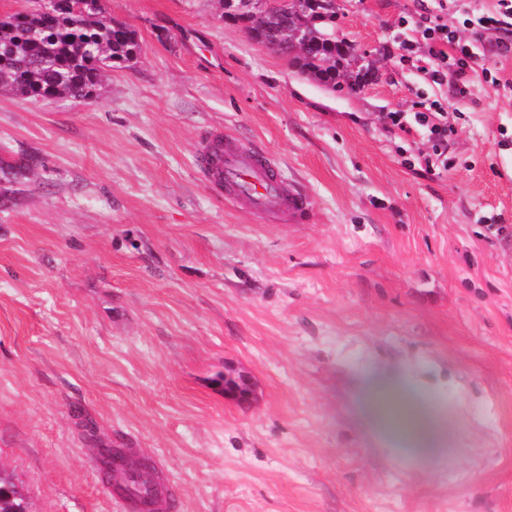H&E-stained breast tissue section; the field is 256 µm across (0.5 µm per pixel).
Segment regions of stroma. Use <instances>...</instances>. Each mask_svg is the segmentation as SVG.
<instances>
[{"label":"stroma","mask_w":512,"mask_h":512,"mask_svg":"<svg viewBox=\"0 0 512 512\" xmlns=\"http://www.w3.org/2000/svg\"><path fill=\"white\" fill-rule=\"evenodd\" d=\"M447 5L336 0L373 69L352 90L221 0H103L140 50L96 101L0 95V160L31 165L0 183V468L31 512H127L103 448L181 487L162 512H512V25L468 27L498 0ZM437 13L478 40L466 94L426 71ZM434 102L440 147L415 120ZM224 131L310 223L225 203L198 162ZM391 383L427 407L425 447L377 430Z\"/></svg>","instance_id":"1"}]
</instances>
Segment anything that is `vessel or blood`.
Masks as SVG:
<instances>
[{
    "label": "vessel or blood",
    "mask_w": 512,
    "mask_h": 512,
    "mask_svg": "<svg viewBox=\"0 0 512 512\" xmlns=\"http://www.w3.org/2000/svg\"><path fill=\"white\" fill-rule=\"evenodd\" d=\"M199 164L207 181L223 189L227 203L243 201L254 211L273 212L294 224L305 222L311 210L308 199L280 178L274 158L263 149L229 144L219 161L210 162L204 152Z\"/></svg>",
    "instance_id": "1"
}]
</instances>
